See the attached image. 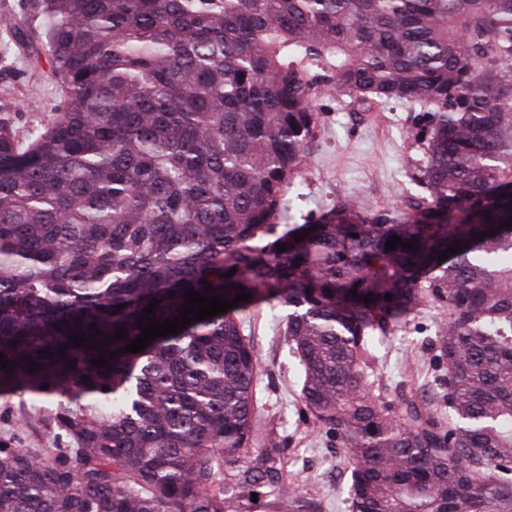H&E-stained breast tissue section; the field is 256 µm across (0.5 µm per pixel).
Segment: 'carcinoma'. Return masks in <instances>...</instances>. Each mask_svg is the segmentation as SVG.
<instances>
[{"mask_svg":"<svg viewBox=\"0 0 512 512\" xmlns=\"http://www.w3.org/2000/svg\"><path fill=\"white\" fill-rule=\"evenodd\" d=\"M22 9L65 100L23 131L0 112V396L56 406L41 447L0 438V512H243L258 489L313 512L253 416L244 314L269 300L288 307L298 400L345 453L349 512H512V0ZM325 97L427 117L428 194L401 219L344 197L278 229ZM203 279L251 299L123 352L152 301L172 319ZM431 306L448 319L428 383L446 392L387 401L379 346ZM119 326L101 352L71 345Z\"/></svg>","mask_w":512,"mask_h":512,"instance_id":"obj_1","label":"carcinoma"}]
</instances>
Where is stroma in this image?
<instances>
[{
	"mask_svg": "<svg viewBox=\"0 0 512 512\" xmlns=\"http://www.w3.org/2000/svg\"><path fill=\"white\" fill-rule=\"evenodd\" d=\"M20 11L21 0H0V110L18 113L24 127L54 111L64 95L47 65L28 59L13 27ZM318 110L321 120L309 146L303 186L287 189L280 223H311L337 199L352 195L395 216L402 214L407 198L426 195V188L411 178L413 165L423 159V140L408 107L395 104L379 115L323 99ZM286 312L272 300L250 311L247 335L257 354L260 389L255 416L277 438L295 495L317 512H348L349 471L341 450L331 433L314 430L298 401L297 362L283 336ZM447 317L445 308H427L381 346L375 386L385 400L411 390L432 394L422 373L433 364L435 328ZM51 408L50 402L27 392L0 396V437L13 435L29 447H40L48 434L39 419Z\"/></svg>",
	"mask_w": 512,
	"mask_h": 512,
	"instance_id": "1",
	"label": "stroma"
}]
</instances>
